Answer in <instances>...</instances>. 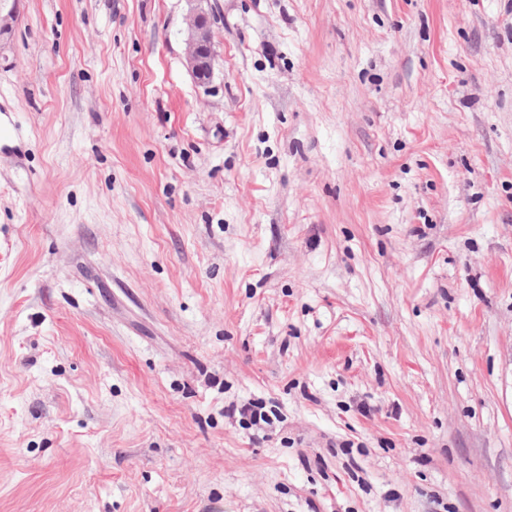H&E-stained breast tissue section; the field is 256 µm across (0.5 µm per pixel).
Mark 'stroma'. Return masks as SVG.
<instances>
[{"label":"stroma","mask_w":512,"mask_h":512,"mask_svg":"<svg viewBox=\"0 0 512 512\" xmlns=\"http://www.w3.org/2000/svg\"><path fill=\"white\" fill-rule=\"evenodd\" d=\"M204 8L0 42V512H512V0ZM192 6L186 16L188 67L202 85L210 84L214 74V33L210 13L198 4L204 0H187Z\"/></svg>","instance_id":"obj_1"}]
</instances>
